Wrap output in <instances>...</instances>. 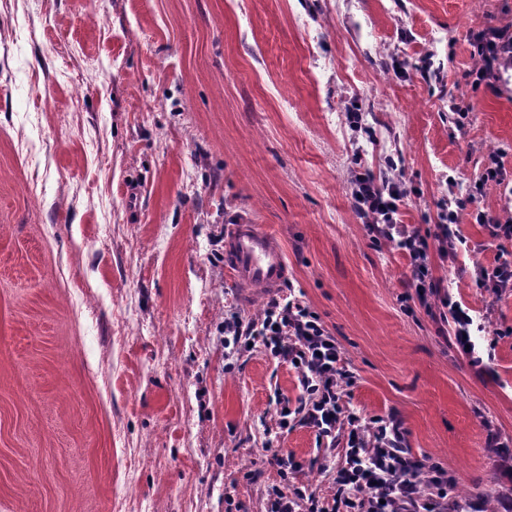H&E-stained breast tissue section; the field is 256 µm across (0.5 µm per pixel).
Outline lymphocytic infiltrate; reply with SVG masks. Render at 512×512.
Masks as SVG:
<instances>
[{
    "label": "lymphocytic infiltrate",
    "instance_id": "f902f5d3",
    "mask_svg": "<svg viewBox=\"0 0 512 512\" xmlns=\"http://www.w3.org/2000/svg\"><path fill=\"white\" fill-rule=\"evenodd\" d=\"M474 55L480 61L469 76L472 88L499 82L503 67L512 65V30L485 27L471 36ZM512 186L500 156H489L478 180L466 193L475 223L484 225L491 242L512 241V217L488 214L481 206L487 184ZM409 188L401 178L378 180L372 173L355 175L352 182L354 209L373 244L392 243L410 262L409 287L420 304H428L436 293L429 259V239L440 244L445 259L457 254L458 221L455 212L442 214L432 234L402 223L400 204ZM279 361L288 363L300 376L303 398L298 407L281 404L279 427L290 430L303 425L315 432L317 444L335 439L347 430L345 457L334 479L330 506L320 505L306 486L294 484L302 470L291 455H273L283 485L267 491V512H464L462 502L452 499L448 489L453 480L436 462L414 455L405 444L404 433L393 417L375 416L362 420L343 404L346 388L355 377L348 370L335 336L309 304L282 296L268 302L262 314L243 320L238 314L224 319V345L234 352H247L255 345Z\"/></svg>",
    "mask_w": 512,
    "mask_h": 512
}]
</instances>
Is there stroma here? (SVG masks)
I'll return each mask as SVG.
<instances>
[{"mask_svg":"<svg viewBox=\"0 0 512 512\" xmlns=\"http://www.w3.org/2000/svg\"><path fill=\"white\" fill-rule=\"evenodd\" d=\"M489 25L512 28V0H0V512H265L276 453L329 495L344 438L277 424L296 370L260 346L225 367V312L272 298L226 274L240 217L281 237L356 377L346 410L397 415L449 497L496 512L512 296L476 287L497 249L457 208L487 154L512 170V74L467 76ZM358 152L412 188L404 223L458 210L464 243L444 261L431 242L432 273L483 318L485 374L369 240Z\"/></svg>","mask_w":512,"mask_h":512,"instance_id":"stroma-1","label":"stroma"}]
</instances>
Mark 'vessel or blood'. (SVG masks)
Wrapping results in <instances>:
<instances>
[{"mask_svg":"<svg viewBox=\"0 0 512 512\" xmlns=\"http://www.w3.org/2000/svg\"><path fill=\"white\" fill-rule=\"evenodd\" d=\"M224 261L235 281L267 290L282 286L288 262L276 234L240 219L224 230Z\"/></svg>","mask_w":512,"mask_h":512,"instance_id":"1","label":"vessel or blood"}]
</instances>
